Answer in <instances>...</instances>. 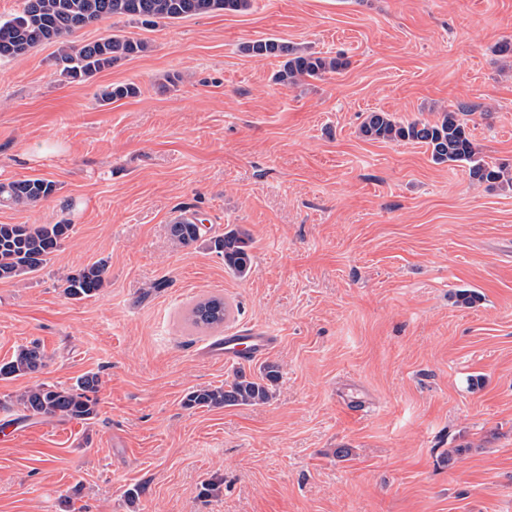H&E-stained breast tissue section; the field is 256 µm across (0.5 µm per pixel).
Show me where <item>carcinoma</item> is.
I'll use <instances>...</instances> for the list:
<instances>
[{
	"mask_svg": "<svg viewBox=\"0 0 512 512\" xmlns=\"http://www.w3.org/2000/svg\"><path fill=\"white\" fill-rule=\"evenodd\" d=\"M251 0H24L20 13L0 20V60L26 54L32 48L54 41L61 44L54 57L60 75L79 80L108 68L118 60L146 50L142 42L118 35L72 45L67 38L84 27L112 17H126L132 22L156 24L217 11L241 12ZM257 56L283 57L282 69L276 81L284 86L300 78H320L338 73L347 66L342 57H324L302 50L276 39L257 41L245 47ZM138 92L132 84L115 85L104 90L101 101L110 102L132 97ZM465 106L443 112L434 120L398 121L387 112H369L361 126V135L372 141L413 142L430 151L437 163H464L475 183L494 184L504 178L506 165H493L480 156L466 124L459 118ZM55 184L41 178H30L0 184V197L14 206H26L50 198ZM72 225L0 224V280L16 279L33 274L45 267L69 236ZM172 241L189 246L202 238V229L195 215H182L168 227ZM208 247L224 257V265L234 274L244 277L252 266L251 239L240 230H230L209 239ZM106 284V263L87 265L67 277L65 294L75 300L99 294ZM229 309L224 299L211 297L200 301L190 311L189 321L196 329H213L224 324ZM47 357L40 345L33 342L16 351L10 360L0 363V377L32 374L46 365ZM277 367L268 364L262 378L255 380L243 372L222 386L199 387L185 398V406L194 408L231 407L263 404L271 397L269 385L277 382ZM99 379L87 375L67 388L39 385L16 398V405L33 416L79 420L96 418Z\"/></svg>",
	"mask_w": 512,
	"mask_h": 512,
	"instance_id": "cac0c4a2",
	"label": "carcinoma"
}]
</instances>
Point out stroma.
<instances>
[{
    "instance_id": "stroma-1",
    "label": "stroma",
    "mask_w": 512,
    "mask_h": 512,
    "mask_svg": "<svg viewBox=\"0 0 512 512\" xmlns=\"http://www.w3.org/2000/svg\"><path fill=\"white\" fill-rule=\"evenodd\" d=\"M113 34L147 49L81 81L54 42L0 61V183L56 185L0 204V224H72L45 268L0 281V362L33 342L47 356L0 379V512H512V185L359 133L368 112L464 104L481 155L511 164L512 54L496 48L512 0H252L75 39ZM266 39L347 66L284 86L282 59L245 50ZM127 83L135 96L101 102ZM186 212L206 239L250 235L247 276L171 240ZM100 260L105 288L68 298L66 277ZM212 296L230 317L193 329ZM251 326L278 338L263 360L203 357ZM267 364V403L185 407ZM86 374L95 420L12 404ZM55 184L41 178H30L0 184V197L14 206H26L47 200L55 193Z\"/></svg>"
}]
</instances>
